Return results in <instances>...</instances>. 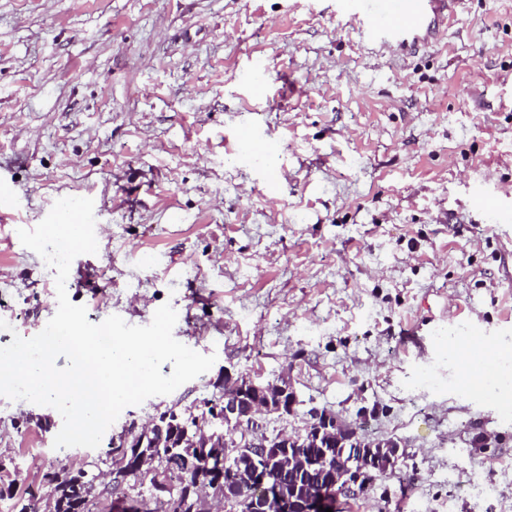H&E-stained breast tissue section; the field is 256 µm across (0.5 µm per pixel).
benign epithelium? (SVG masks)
I'll return each instance as SVG.
<instances>
[{"mask_svg":"<svg viewBox=\"0 0 512 512\" xmlns=\"http://www.w3.org/2000/svg\"><path fill=\"white\" fill-rule=\"evenodd\" d=\"M297 395L285 377L267 383L235 378L224 371V415L216 417L209 428L198 429L193 438L183 435L182 427L167 422V418L154 419L152 425L170 448H194L197 453H208L216 448H234L244 452L251 460L268 457H285L288 470L294 474L314 471V457L336 460V467L317 471L313 486L321 490L355 496L381 475L393 472L403 456L400 443L395 440L368 441L358 436L354 425L339 416L319 409L312 411V422L306 433L290 435L286 432L267 434L263 419L269 415L284 418L295 412ZM154 446L150 432L137 431L134 423L124 426L112 435L113 467L94 475V481L104 489L115 483L125 484L129 473L127 459L130 451L136 453L134 473L145 483L158 480L159 458L149 456L147 449ZM266 482V475L259 467L249 470L247 488L233 502L248 512H310L311 499L292 496L271 497L259 492ZM213 483L197 492L192 512L224 510L226 502L217 498L211 488ZM181 492L168 486L165 494L155 497L159 512H180Z\"/></svg>","mask_w":512,"mask_h":512,"instance_id":"1","label":"benign epithelium"}]
</instances>
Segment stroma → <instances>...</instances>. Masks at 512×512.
<instances>
[{"label":"stroma","mask_w":512,"mask_h":512,"mask_svg":"<svg viewBox=\"0 0 512 512\" xmlns=\"http://www.w3.org/2000/svg\"><path fill=\"white\" fill-rule=\"evenodd\" d=\"M262 134L275 164L245 157ZM0 346L41 332L56 271L22 245L54 202H94L98 250L69 300L90 322L148 325L210 370L125 408L117 425L197 411L225 373L290 378L310 409L405 450L339 512H512V399L462 390L463 367L413 328L490 332L512 369V222L478 193L512 183V0H462L444 42L411 55L362 44L329 0H0ZM52 407L0 396V456L17 488L104 448L53 446ZM495 495L473 496L470 483Z\"/></svg>","instance_id":"obj_1"}]
</instances>
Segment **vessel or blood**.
Returning <instances> with one entry per match:
<instances>
[{
    "mask_svg": "<svg viewBox=\"0 0 512 512\" xmlns=\"http://www.w3.org/2000/svg\"><path fill=\"white\" fill-rule=\"evenodd\" d=\"M337 17L354 20L361 41L380 52L407 54L442 40L460 0H331ZM464 388L487 394L498 379L495 355L469 359Z\"/></svg>",
    "mask_w": 512,
    "mask_h": 512,
    "instance_id": "1",
    "label": "vessel or blood"
}]
</instances>
